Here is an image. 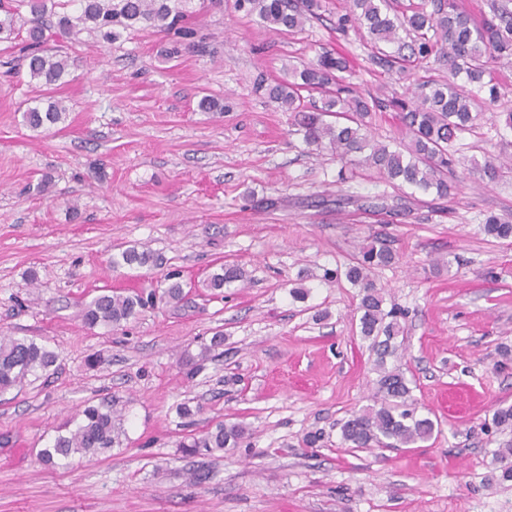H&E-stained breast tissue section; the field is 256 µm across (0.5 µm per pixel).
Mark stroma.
I'll list each match as a JSON object with an SVG mask.
<instances>
[{"mask_svg": "<svg viewBox=\"0 0 512 512\" xmlns=\"http://www.w3.org/2000/svg\"><path fill=\"white\" fill-rule=\"evenodd\" d=\"M324 4L322 19L282 34L235 0H187L185 23L208 50L169 62L154 29L102 49L65 44L70 73L55 96L66 117L42 132L22 123L18 106L38 90L7 72L17 52L0 42V336L57 355L40 380L0 396V512H512V482L492 478L512 434L484 428L495 406L512 405V360L496 351L512 346V240L482 230L487 215L512 216V171L489 182L474 168L487 153L512 162V59L492 67L501 98L464 139L455 195L401 191L308 150L268 99L266 84L330 49L362 94L415 95V80L372 60L367 33L337 30L346 0ZM204 95L223 111H198ZM372 235L398 255L372 278L407 313L400 365L441 431L356 451L340 424L370 404L378 374L357 289L324 272ZM131 245L155 265L113 268ZM438 259L450 268L434 269ZM226 262L246 281L209 294L203 280ZM171 270L183 305L112 331L84 326L99 290L147 292ZM299 287L306 301L292 299ZM219 330L223 346L197 363ZM94 354L103 364L88 365ZM184 402L193 424L177 414ZM101 403L124 415L123 446L44 465L57 431ZM221 421L246 425L249 447L183 455L187 434ZM316 430L320 447H305ZM201 467L211 477L193 483Z\"/></svg>", "mask_w": 512, "mask_h": 512, "instance_id": "obj_1", "label": "stroma"}]
</instances>
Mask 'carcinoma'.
I'll use <instances>...</instances> for the list:
<instances>
[{
  "mask_svg": "<svg viewBox=\"0 0 512 512\" xmlns=\"http://www.w3.org/2000/svg\"><path fill=\"white\" fill-rule=\"evenodd\" d=\"M184 0H0V40L14 39L21 9L29 11L25 37L19 58L30 82L39 88L38 104L22 111L23 124L44 130L66 117V107L49 93L63 84L69 74V56L46 47V32L67 42L87 34L93 43L106 47L125 33L149 28L173 34L177 40L161 50L172 59L180 53L181 40L198 52L206 45L196 33L180 29ZM237 9L256 15L277 32H295L310 19H320L322 0H235ZM489 14L476 22L462 11L457 0H421L408 9H399L398 0H352L350 11L339 16L336 28L356 24L367 30L373 43V58L378 64L406 78L412 71L434 61L448 70V76H424L412 99L365 97L343 73L347 59L339 53L324 52L316 62L295 72L294 80L268 85L267 95L280 110L293 114L294 125L304 142L319 151H327L346 162L361 154L362 162L389 181H397L443 199L453 189L449 176L454 172L458 142L473 132L482 113L480 101L494 103L500 96L499 85L491 75L492 64L512 57V0H490ZM394 45L387 52L382 45ZM318 91L320 104L306 106L302 92ZM388 106L399 113L404 141L391 146L368 133L371 113ZM334 117L329 122L327 118ZM505 165L489 155L478 172L481 178L495 181ZM484 232L496 239L512 238V219L489 215ZM396 255L387 240L375 236L361 247L344 271L325 272L345 278L359 289L361 336L371 341L379 372L373 404L353 412L341 425V437L352 449L402 448L430 439L439 429L438 422L420 411L411 395L404 372L387 366L397 356L404 336L403 311L385 308L381 289L370 277L372 270L390 266ZM155 263L153 252L144 246H129L112 257L115 268H143ZM245 279L237 264H223L213 271L203 286L222 291L224 286ZM168 282L161 296L150 293L121 295L101 293L86 303L82 321L90 329L114 328L136 317L154 304L155 298L178 304L185 298L178 275H166ZM57 360L46 345L26 337H0V395L23 387L46 374ZM75 428L55 435L41 451L48 466L75 457L105 454L126 440L123 415L104 406H89L73 418ZM498 431L512 432V405L499 406L491 417ZM248 438L240 423L222 422L203 435L190 434L180 443L187 456L206 452L231 454ZM497 481L512 482V443L498 449L494 456Z\"/></svg>",
  "mask_w": 512,
  "mask_h": 512,
  "instance_id": "obj_1",
  "label": "carcinoma"
}]
</instances>
